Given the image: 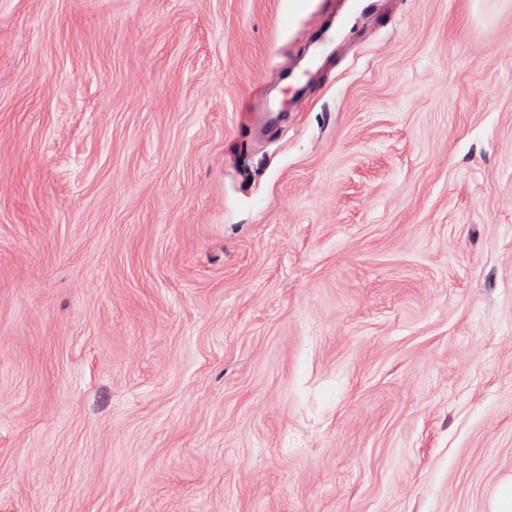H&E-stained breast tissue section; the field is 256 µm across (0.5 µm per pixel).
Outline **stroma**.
Returning <instances> with one entry per match:
<instances>
[{"label":"stroma","instance_id":"35a3bbf8","mask_svg":"<svg viewBox=\"0 0 512 512\" xmlns=\"http://www.w3.org/2000/svg\"><path fill=\"white\" fill-rule=\"evenodd\" d=\"M344 2L0 0V512H493L512 0Z\"/></svg>","mask_w":512,"mask_h":512}]
</instances>
